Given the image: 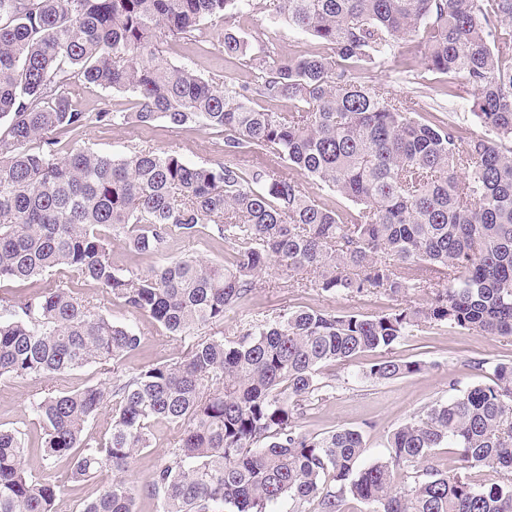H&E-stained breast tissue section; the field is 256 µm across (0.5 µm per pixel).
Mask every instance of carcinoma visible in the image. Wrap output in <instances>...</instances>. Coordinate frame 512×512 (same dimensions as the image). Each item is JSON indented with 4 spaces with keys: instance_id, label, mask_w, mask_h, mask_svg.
<instances>
[{
    "instance_id": "1",
    "label": "carcinoma",
    "mask_w": 512,
    "mask_h": 512,
    "mask_svg": "<svg viewBox=\"0 0 512 512\" xmlns=\"http://www.w3.org/2000/svg\"><path fill=\"white\" fill-rule=\"evenodd\" d=\"M261 9L260 0H0V283L71 268L173 336L221 327L268 269L288 281L312 272L296 287L327 294L429 300L371 317L285 309L245 322L234 341L200 336L183 356L125 378L122 359L142 336L51 288L0 313V378L112 362L100 384L30 401L44 456L66 462L73 482L113 473L83 512H133L141 492L160 512H274L284 498L294 512L313 501L345 512L348 498L370 512H512L511 361L394 430L388 456L362 467L360 431L297 428L329 364L378 350L365 377L420 372L389 356L419 325L512 336V0H276L274 20L318 41L291 57L268 41L247 54L236 22ZM212 18L224 21V55L245 60L246 80L209 81L164 54ZM390 61L446 76L452 98L464 76L487 134L424 120L420 101L358 81ZM75 81L126 92L136 111L91 114L66 94ZM281 99L293 108L262 106ZM157 119L223 132L224 162L190 165L151 148L56 157L57 135L92 121ZM34 140L37 152L27 149ZM245 153L282 167L244 172ZM330 194L352 207L330 205ZM101 227L153 253L173 227L208 228L232 253L222 265L183 256L123 271ZM106 406L110 438L94 444L86 429ZM160 421L176 429V446L139 490L123 473ZM444 444L459 453L442 471L430 459ZM481 468L496 479L477 484ZM59 492L28 473L18 432L0 430V512H52Z\"/></svg>"
}]
</instances>
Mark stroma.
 I'll return each instance as SVG.
<instances>
[{"instance_id":"35a3bbf8","label":"stroma","mask_w":512,"mask_h":512,"mask_svg":"<svg viewBox=\"0 0 512 512\" xmlns=\"http://www.w3.org/2000/svg\"><path fill=\"white\" fill-rule=\"evenodd\" d=\"M238 26L245 41H253L264 33L280 55L295 56L317 49L316 40L285 23L271 24L268 14L241 17ZM224 23L214 20L206 24L201 41H180L168 44L167 56L175 63L191 67L204 78L222 76L227 80L246 79L247 71L241 60L225 57L220 50ZM372 82L384 83L403 97H415L428 106L446 103L442 90L444 77L428 74L416 78L414 73L385 65L371 75ZM70 95L85 111L100 110L131 112L135 101L130 94L105 90L76 83ZM75 147L113 158L123 157L138 148H153L177 154L192 165H210L223 160V135L218 130L199 124L173 127L158 119L142 126L135 123L102 126L90 123L83 132L61 136L59 156ZM111 256L114 267L146 272L167 259L185 255L221 264L230 256V247L215 243L209 235L188 237L172 233L168 246L161 254H137L130 250L124 234L111 233ZM264 282L242 305L229 308L224 314V337L236 339L241 326L249 320H266L293 307H314L335 314L356 313L378 315L395 307L418 305L422 296L389 297L368 294L350 297L328 296L313 288L276 287L274 273L263 275ZM51 288H70L79 297L96 303L102 313L118 323L130 325L140 334L138 351L122 360L124 375H132L144 366L163 362L185 354L193 344L195 333L169 335L149 317L133 312L121 300L115 299L96 282L61 268L26 281L0 284V303L9 305L31 294ZM394 356L420 361L421 372L393 381L376 382L361 379L366 360L341 365H328L322 370L323 397L306 403L298 418L301 432L316 435L340 427H350L363 435L366 452L362 464L387 456V437L399 426L419 415L428 406L448 400L461 391L488 382L496 364L512 360V336H488L477 331L460 330L447 324H426L413 328L409 336L393 349ZM101 365L90 364L68 373L59 380L44 378H0V429L19 431L28 448L27 466L34 476H52L62 492L55 502L56 512H80L84 502L98 496L111 473H102L97 481L76 484L68 477L64 463L46 460L40 444L43 430L31 416L29 403L33 397L53 391H76L103 382ZM151 448L140 453L132 462L126 477L136 486L148 484L156 467L174 447L176 433L166 423L154 428Z\"/></svg>"}]
</instances>
